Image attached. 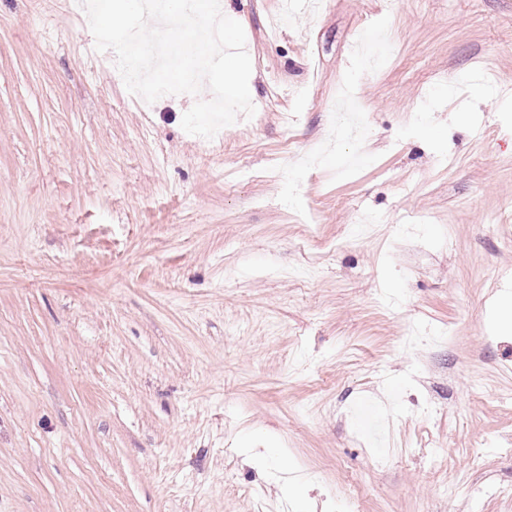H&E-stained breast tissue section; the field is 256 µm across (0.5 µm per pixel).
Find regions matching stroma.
<instances>
[{"mask_svg": "<svg viewBox=\"0 0 512 512\" xmlns=\"http://www.w3.org/2000/svg\"><path fill=\"white\" fill-rule=\"evenodd\" d=\"M324 2L208 140L0 0V512H512V0Z\"/></svg>", "mask_w": 512, "mask_h": 512, "instance_id": "35a3bbf8", "label": "stroma"}]
</instances>
